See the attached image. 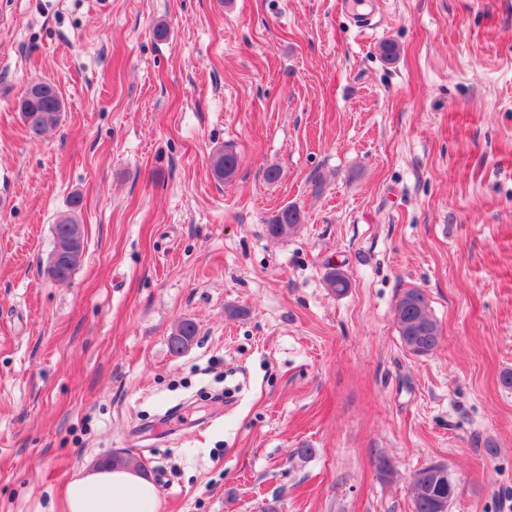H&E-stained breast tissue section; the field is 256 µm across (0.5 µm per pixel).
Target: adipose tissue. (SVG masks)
Returning a JSON list of instances; mask_svg holds the SVG:
<instances>
[{
	"instance_id": "1",
	"label": "adipose tissue",
	"mask_w": 512,
	"mask_h": 512,
	"mask_svg": "<svg viewBox=\"0 0 512 512\" xmlns=\"http://www.w3.org/2000/svg\"><path fill=\"white\" fill-rule=\"evenodd\" d=\"M65 499L67 512H159L153 482L122 466L88 471L68 485Z\"/></svg>"
}]
</instances>
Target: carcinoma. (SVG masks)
I'll use <instances>...</instances> for the list:
<instances>
[{
    "label": "carcinoma",
    "mask_w": 512,
    "mask_h": 512,
    "mask_svg": "<svg viewBox=\"0 0 512 512\" xmlns=\"http://www.w3.org/2000/svg\"><path fill=\"white\" fill-rule=\"evenodd\" d=\"M63 111V100L51 81L31 83L18 102L26 134L32 140L40 139L56 127ZM237 167V156L231 151L217 153L213 161V172L219 180L233 177ZM80 205L81 199L73 198L69 212L53 224V245L46 257L45 273L56 282L69 281L84 257V229L78 218ZM303 221L304 214L299 207L286 205L268 220L267 231L274 238H286L295 233ZM396 317L401 340L411 353L425 355L439 343L441 329L431 315L428 299L422 291L414 288L405 290L397 300ZM196 334L197 327L193 321H181L170 337L172 352H184ZM416 474L420 478L413 482V512H436L437 504H450L448 492L454 483L448 475H438L430 467H424Z\"/></svg>",
    "instance_id": "carcinoma-1"
}]
</instances>
